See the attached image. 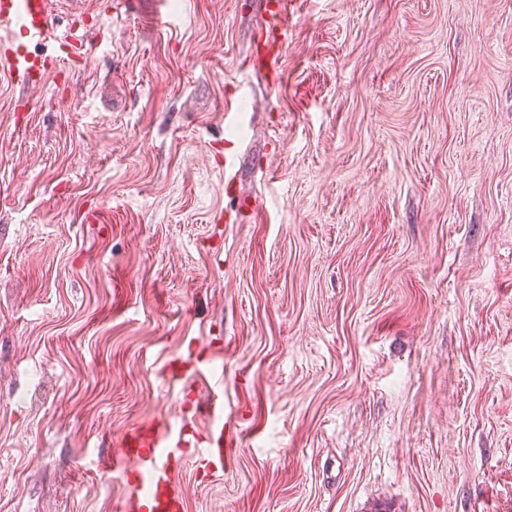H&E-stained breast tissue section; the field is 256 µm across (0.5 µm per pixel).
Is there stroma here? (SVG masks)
I'll return each mask as SVG.
<instances>
[{
  "label": "stroma",
  "mask_w": 512,
  "mask_h": 512,
  "mask_svg": "<svg viewBox=\"0 0 512 512\" xmlns=\"http://www.w3.org/2000/svg\"><path fill=\"white\" fill-rule=\"evenodd\" d=\"M50 2L0 69V512H119L99 459L215 386L187 512H512V0H288L275 86L262 0ZM12 31L0 37L8 44V64L10 75L16 85L28 87L35 84L52 65L49 57L31 55L26 42L48 39L53 33V23L48 0H1L0 31L8 25ZM18 35L24 39H18ZM287 5V0L265 1L264 24L246 60L249 70L263 73L272 84L277 83L281 75L283 48L288 37ZM211 361L212 357L191 358L174 354L163 364L162 373L173 383L200 378L209 372Z\"/></svg>",
  "instance_id": "35a3bbf8"
}]
</instances>
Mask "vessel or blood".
<instances>
[{
  "label": "vessel or blood",
  "instance_id": "1",
  "mask_svg": "<svg viewBox=\"0 0 512 512\" xmlns=\"http://www.w3.org/2000/svg\"><path fill=\"white\" fill-rule=\"evenodd\" d=\"M288 0H265L264 24L250 56L248 69L263 73L270 82L281 75L283 48L288 37ZM10 27L8 64L16 85L35 84L48 71L50 58L31 54L27 44L50 38L53 23L49 0H0V28ZM210 358H191L177 354L165 361L162 372L173 383L204 376ZM210 426L204 433L184 427L178 429L141 425L128 431L120 441V454L113 458L123 481L133 487L124 504L125 512H187L179 476L186 464H194L204 476L224 470V451L237 447L243 437L224 419L222 393H213L209 403Z\"/></svg>",
  "mask_w": 512,
  "mask_h": 512
}]
</instances>
